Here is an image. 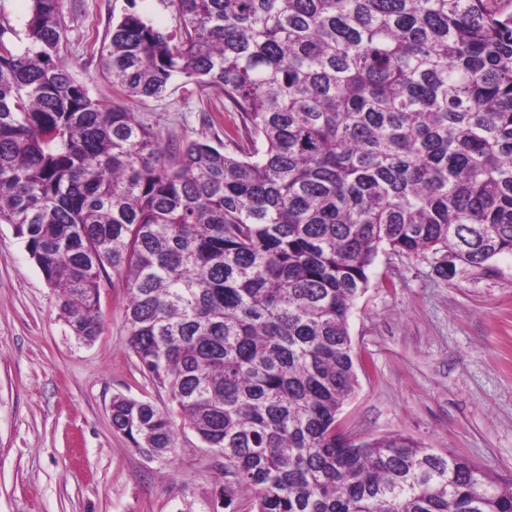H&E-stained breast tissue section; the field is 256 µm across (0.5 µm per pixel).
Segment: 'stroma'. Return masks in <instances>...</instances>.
<instances>
[{
  "instance_id": "35a3bbf8",
  "label": "stroma",
  "mask_w": 512,
  "mask_h": 512,
  "mask_svg": "<svg viewBox=\"0 0 512 512\" xmlns=\"http://www.w3.org/2000/svg\"><path fill=\"white\" fill-rule=\"evenodd\" d=\"M132 7L178 28L163 0H62L72 74L105 104L119 95L91 44ZM126 106L164 148L242 126L216 86L178 80ZM368 277L349 319L357 382L340 431L357 443L401 432L512 480V255L444 280L430 256L381 253ZM126 301L121 281L103 280V332L79 342L25 241L0 224V512H208L222 457L189 435L160 464L112 428L113 394L167 400L129 348Z\"/></svg>"
}]
</instances>
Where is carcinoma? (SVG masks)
<instances>
[{"label": "carcinoma", "mask_w": 512, "mask_h": 512, "mask_svg": "<svg viewBox=\"0 0 512 512\" xmlns=\"http://www.w3.org/2000/svg\"><path fill=\"white\" fill-rule=\"evenodd\" d=\"M62 0L0 25V224L72 335H101V278L127 292L142 373L112 428L164 461L192 431L250 512H512L464 456L401 433L351 443L348 331L379 251L450 280L512 255V0H162L175 34L121 17L97 48L128 99L220 86L246 138L158 144L75 80Z\"/></svg>", "instance_id": "1"}]
</instances>
